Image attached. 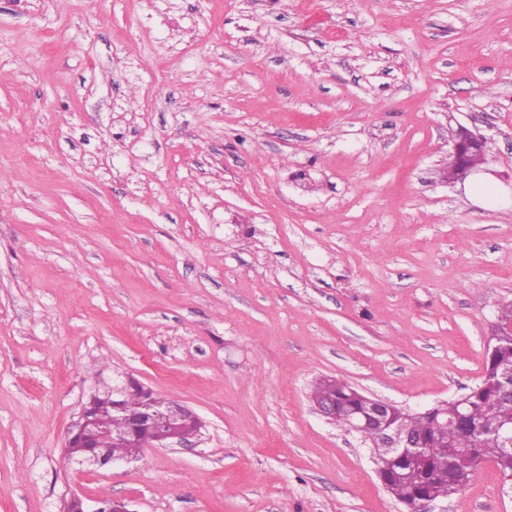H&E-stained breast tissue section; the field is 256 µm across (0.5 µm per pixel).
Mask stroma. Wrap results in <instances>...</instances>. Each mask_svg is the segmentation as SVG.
<instances>
[{
    "label": "stroma",
    "mask_w": 512,
    "mask_h": 512,
    "mask_svg": "<svg viewBox=\"0 0 512 512\" xmlns=\"http://www.w3.org/2000/svg\"><path fill=\"white\" fill-rule=\"evenodd\" d=\"M461 126L512 177V0H0V512H406L310 394L481 381L512 205L448 182ZM129 378L195 445L64 462ZM100 506H92L83 498L71 497L64 505L63 512H129L127 505L121 500L100 502Z\"/></svg>",
    "instance_id": "stroma-1"
}]
</instances>
